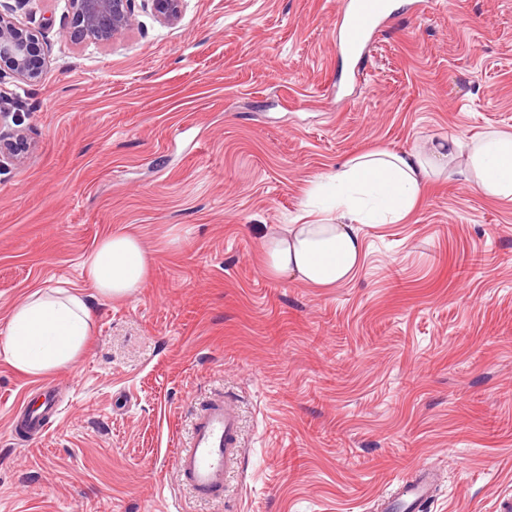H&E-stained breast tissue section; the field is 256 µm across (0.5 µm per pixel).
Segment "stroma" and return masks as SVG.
Here are the masks:
<instances>
[{"instance_id": "stroma-1", "label": "stroma", "mask_w": 512, "mask_h": 512, "mask_svg": "<svg viewBox=\"0 0 512 512\" xmlns=\"http://www.w3.org/2000/svg\"><path fill=\"white\" fill-rule=\"evenodd\" d=\"M393 0L360 63L336 47L341 0H185L88 45L64 0H0L45 52L42 80L0 73L24 162L0 163V334L30 293L75 288L93 314L45 382L41 438L10 425L43 380L0 358V512H377L417 467L425 512H500L512 496V203L457 176L360 227L333 288L270 279L267 233L312 183L366 152L512 131V0ZM138 235L149 278L99 298L85 256ZM481 265L461 274L464 257ZM243 447L220 502L175 455L215 396ZM151 2V7L159 20L167 24L176 23L182 13L184 0H143Z\"/></svg>"}]
</instances>
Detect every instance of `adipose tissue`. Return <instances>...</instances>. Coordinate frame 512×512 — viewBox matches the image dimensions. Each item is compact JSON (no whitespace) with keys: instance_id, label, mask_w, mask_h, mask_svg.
<instances>
[{"instance_id":"adipose-tissue-1","label":"adipose tissue","mask_w":512,"mask_h":512,"mask_svg":"<svg viewBox=\"0 0 512 512\" xmlns=\"http://www.w3.org/2000/svg\"><path fill=\"white\" fill-rule=\"evenodd\" d=\"M463 161L462 174L480 194L512 202V132L492 130L478 139H451L424 151L381 150L355 157L308 193L321 219L290 224L264 240L266 274L316 288L350 279L362 260L359 227L405 217L443 159ZM151 253L138 236L115 233L83 262V274L104 299L133 296L147 280ZM92 327V312L76 292L38 291L15 305L0 354L20 373L45 376L74 362Z\"/></svg>"}]
</instances>
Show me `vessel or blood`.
<instances>
[{
	"label": "vessel or blood",
	"instance_id": "vessel-or-blood-1",
	"mask_svg": "<svg viewBox=\"0 0 512 512\" xmlns=\"http://www.w3.org/2000/svg\"><path fill=\"white\" fill-rule=\"evenodd\" d=\"M386 19L383 0H343L337 15L339 49L352 62L359 61L372 35ZM241 417L229 400L214 398L199 411L185 448L175 456L181 481L202 500L223 499L227 479L238 465ZM439 476L430 468L400 482L397 496L407 506L427 501Z\"/></svg>",
	"mask_w": 512,
	"mask_h": 512
}]
</instances>
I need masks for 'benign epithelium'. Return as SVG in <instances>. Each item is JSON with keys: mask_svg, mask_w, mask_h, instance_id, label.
<instances>
[{"mask_svg": "<svg viewBox=\"0 0 512 512\" xmlns=\"http://www.w3.org/2000/svg\"><path fill=\"white\" fill-rule=\"evenodd\" d=\"M71 13L74 36L94 43L113 41L136 23L134 0H66ZM159 20L176 23L184 0H149ZM0 62L30 83L40 80L41 49L35 34L18 27L10 15L0 11ZM27 151L23 130L16 129L12 137L0 135V160L22 161Z\"/></svg>", "mask_w": 512, "mask_h": 512, "instance_id": "7a95c632", "label": "benign epithelium"}]
</instances>
